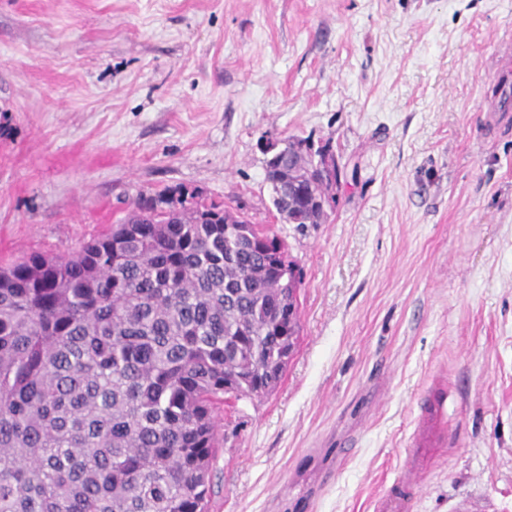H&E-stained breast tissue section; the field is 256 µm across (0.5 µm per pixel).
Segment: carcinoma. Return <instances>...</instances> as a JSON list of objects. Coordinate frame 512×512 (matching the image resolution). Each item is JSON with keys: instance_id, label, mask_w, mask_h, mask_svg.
<instances>
[{"instance_id": "cac0c4a2", "label": "carcinoma", "mask_w": 512, "mask_h": 512, "mask_svg": "<svg viewBox=\"0 0 512 512\" xmlns=\"http://www.w3.org/2000/svg\"><path fill=\"white\" fill-rule=\"evenodd\" d=\"M294 145L265 181L320 224L336 182ZM279 245L168 189L68 258L0 265V512H208L218 406L274 392L300 336Z\"/></svg>"}]
</instances>
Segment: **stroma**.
Listing matches in <instances>:
<instances>
[{"instance_id":"stroma-1","label":"stroma","mask_w":512,"mask_h":512,"mask_svg":"<svg viewBox=\"0 0 512 512\" xmlns=\"http://www.w3.org/2000/svg\"><path fill=\"white\" fill-rule=\"evenodd\" d=\"M512 0H0V262L62 256L167 188L284 243L300 339L228 399L209 512H512ZM331 150L325 219L275 211L262 136ZM443 418V403L436 402L432 412L422 419L418 432L414 437L416 448H425L440 436ZM410 459L404 470L392 483L389 491L375 504L376 512H407L417 490V482Z\"/></svg>"}]
</instances>
